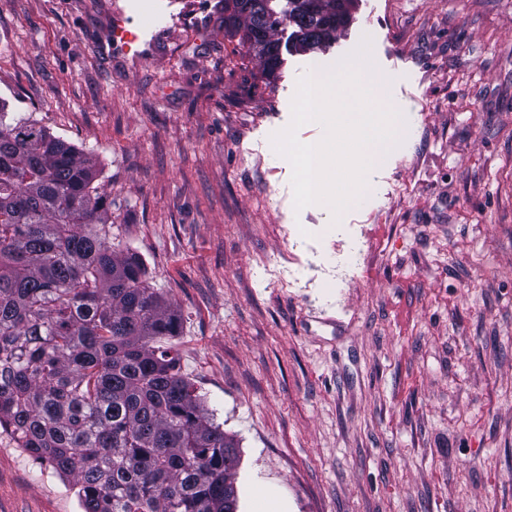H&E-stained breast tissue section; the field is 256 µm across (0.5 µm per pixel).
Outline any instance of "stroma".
I'll list each match as a JSON object with an SVG mask.
<instances>
[{
	"label": "stroma",
	"mask_w": 512,
	"mask_h": 512,
	"mask_svg": "<svg viewBox=\"0 0 512 512\" xmlns=\"http://www.w3.org/2000/svg\"><path fill=\"white\" fill-rule=\"evenodd\" d=\"M119 13L161 20L144 56L110 52ZM366 36L405 130L337 221L271 137ZM0 101L96 161L239 445L238 512H512V0H355L271 76L219 0H0ZM0 512L82 507L6 438Z\"/></svg>",
	"instance_id": "stroma-1"
}]
</instances>
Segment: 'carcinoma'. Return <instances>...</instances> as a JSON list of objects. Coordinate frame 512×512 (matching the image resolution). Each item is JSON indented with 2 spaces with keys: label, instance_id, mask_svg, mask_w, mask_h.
<instances>
[{
  "label": "carcinoma",
  "instance_id": "obj_1",
  "mask_svg": "<svg viewBox=\"0 0 512 512\" xmlns=\"http://www.w3.org/2000/svg\"><path fill=\"white\" fill-rule=\"evenodd\" d=\"M265 2L258 22L224 0V25L272 73L281 26L309 49L352 0ZM99 176L0 103V431L72 478L84 512H237L238 443L183 373L180 316L116 243Z\"/></svg>",
  "mask_w": 512,
  "mask_h": 512
}]
</instances>
